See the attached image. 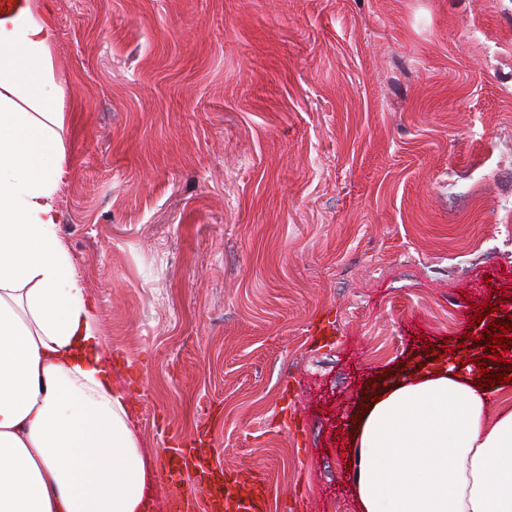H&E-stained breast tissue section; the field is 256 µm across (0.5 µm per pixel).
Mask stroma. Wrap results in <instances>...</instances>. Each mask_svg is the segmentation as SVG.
I'll return each mask as SVG.
<instances>
[{
  "instance_id": "35a3bbf8",
  "label": "stroma",
  "mask_w": 512,
  "mask_h": 512,
  "mask_svg": "<svg viewBox=\"0 0 512 512\" xmlns=\"http://www.w3.org/2000/svg\"><path fill=\"white\" fill-rule=\"evenodd\" d=\"M52 8L58 233L155 512L177 441L259 474L260 512H356L367 385L512 316V0Z\"/></svg>"
}]
</instances>
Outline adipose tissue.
<instances>
[{
  "mask_svg": "<svg viewBox=\"0 0 512 512\" xmlns=\"http://www.w3.org/2000/svg\"><path fill=\"white\" fill-rule=\"evenodd\" d=\"M49 0L0 21V512H154L126 389L57 228L73 94ZM362 408L358 512H512V404L461 361L425 362Z\"/></svg>",
  "mask_w": 512,
  "mask_h": 512,
  "instance_id": "adipose-tissue-1",
  "label": "adipose tissue"
}]
</instances>
